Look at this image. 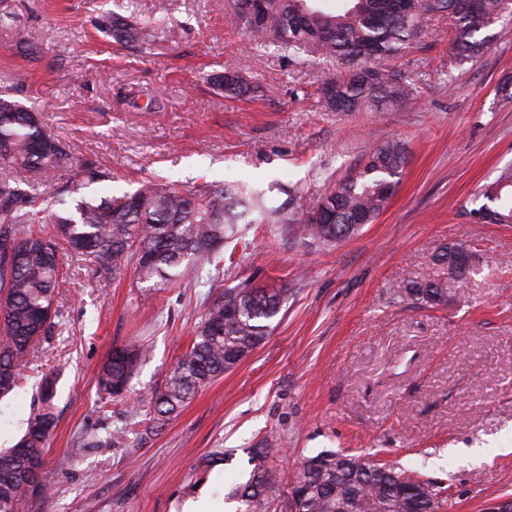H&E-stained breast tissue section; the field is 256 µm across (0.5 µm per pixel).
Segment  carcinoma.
I'll list each match as a JSON object with an SVG mask.
<instances>
[{"label": "carcinoma", "mask_w": 512, "mask_h": 512, "mask_svg": "<svg viewBox=\"0 0 512 512\" xmlns=\"http://www.w3.org/2000/svg\"><path fill=\"white\" fill-rule=\"evenodd\" d=\"M317 0H268L274 37L292 53L313 47L347 66L348 73L327 83L326 107L352 112L370 101L410 98L411 87L398 73L374 65L394 58L422 37L427 16L446 12L455 31L452 63L481 57L491 26L512 22V0H348L334 14ZM230 96L248 92L243 77L226 70L215 77ZM67 154L45 128L41 116L0 95V398L20 388L24 370L38 354L41 340L61 325L60 289L66 283L60 253L78 258L97 288H107L132 270L138 283L172 288L201 263L224 268L244 242L239 226L257 224L272 211L245 184H207L194 191L153 182L120 195L99 197L92 186L106 174L91 163L76 169L56 193L39 190L44 170L59 166ZM407 163L398 140H388L363 168L307 208L288 210V223L300 237L330 244L358 231L362 217L373 222L394 195ZM483 203L471 210L478 224H512V165L480 189ZM217 241L215 249L208 245ZM16 252L6 258L7 243ZM231 247L229 254L223 248ZM459 244L443 246L437 272L393 290L401 302L446 306L461 295L470 269L453 264ZM285 289L240 284L226 288L206 307L188 349L160 390L146 398L151 428H160L201 390L234 369L238 356L258 347L281 312ZM145 356V346H116L97 377L98 412L126 401ZM58 376L42 371L36 382L38 403L22 437L0 449V512H21L46 494L47 445L58 423L54 400ZM127 428L102 424L83 434L76 451L130 447ZM272 448H255L246 480L230 497L243 512H264L275 493ZM291 493L297 512H440L448 497L430 481L405 474L391 464L369 466L366 456L324 450L304 458L294 472Z\"/></svg>", "instance_id": "carcinoma-1"}]
</instances>
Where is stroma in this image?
I'll use <instances>...</instances> for the list:
<instances>
[{"label":"stroma","mask_w":512,"mask_h":512,"mask_svg":"<svg viewBox=\"0 0 512 512\" xmlns=\"http://www.w3.org/2000/svg\"><path fill=\"white\" fill-rule=\"evenodd\" d=\"M0 28V94L40 113L72 164L95 163L96 189L154 181L195 189L243 180L270 205L296 190L301 204L345 180L379 143L408 149L397 190L374 223L330 245L302 240L285 216L245 229L250 242L222 283L202 265L159 291L125 275L92 288L76 258L58 298L62 325L39 353L59 371L60 419L45 458L55 476L28 512H184L244 479L253 449L273 443L277 490L268 512H288L303 457L369 455L434 481L448 512H481L512 494V225L473 224L477 189L512 164V27H491L487 52L452 64V28L434 15L419 43L385 68L411 100L333 112L322 97L336 61L252 40L237 0H12ZM118 14L147 35L125 43L101 27ZM243 75L246 97L216 78ZM465 245L475 267L445 308L397 302L393 288L432 272L440 246ZM241 283L285 289L266 340L172 417L146 431L141 405H113L107 424L138 431L130 448L73 458L95 427V380L114 346L149 347L132 381L149 395L186 351L209 301ZM34 385L0 400V448L25 430Z\"/></svg>","instance_id":"35a3bbf8"}]
</instances>
